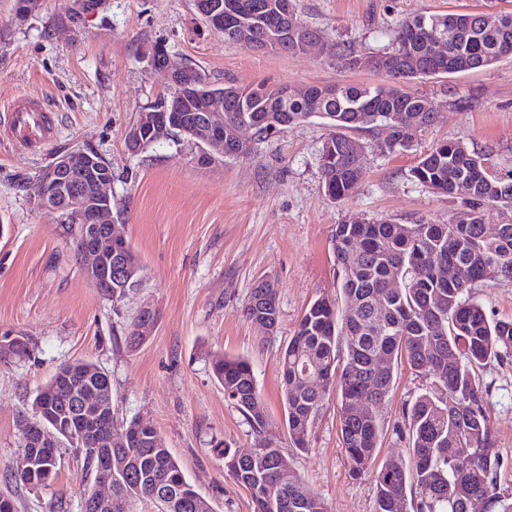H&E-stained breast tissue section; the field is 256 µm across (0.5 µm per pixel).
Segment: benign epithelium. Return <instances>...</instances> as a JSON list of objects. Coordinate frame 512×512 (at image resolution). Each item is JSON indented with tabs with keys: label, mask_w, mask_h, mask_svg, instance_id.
<instances>
[{
	"label": "benign epithelium",
	"mask_w": 512,
	"mask_h": 512,
	"mask_svg": "<svg viewBox=\"0 0 512 512\" xmlns=\"http://www.w3.org/2000/svg\"><path fill=\"white\" fill-rule=\"evenodd\" d=\"M72 12L75 21L98 12L104 0H74ZM198 11L215 30L224 29V0H196ZM152 64L172 76L178 75L173 82L181 96L194 95L206 99H217L218 93H208L197 88L195 74L181 66L174 58L167 61L152 54ZM175 122L167 118H155L132 125L126 132V140L132 150L141 151L148 141L166 138ZM191 138L205 144L210 151L203 152L200 159L207 162L212 153L224 155V113L219 105L208 109L199 122L184 129ZM112 163L99 155L91 154L83 148H76L60 157L38 175V206L47 210L63 209L73 214L83 225V245L80 249L86 260L85 272L92 286L100 289L120 282V288L126 289L135 272L129 264L112 258L120 253L125 238L118 235L112 224ZM71 415L78 424V430L70 431L61 427V421L41 412L27 419L26 434L30 443L36 441L59 440L66 435L74 447L81 451L85 442H93L100 448V458L107 471H112L122 463H116L112 449L126 445L127 435L119 438L112 433V387L107 376L85 380V388L79 398L74 400Z\"/></svg>",
	"instance_id": "7a95c632"
}]
</instances>
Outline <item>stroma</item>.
Masks as SVG:
<instances>
[{
	"mask_svg": "<svg viewBox=\"0 0 512 512\" xmlns=\"http://www.w3.org/2000/svg\"><path fill=\"white\" fill-rule=\"evenodd\" d=\"M298 17L326 40L367 55L385 48L401 19L414 15L512 12V0H293ZM73 0H39L17 19L14 0H0V110L34 98L57 118L40 151L15 147L0 132V336L24 335L29 358L0 361V496L16 512H81L94 474L62 450L48 486L16 484L9 468L22 443L19 418L64 362L89 360L112 385V420L154 426L185 477L213 512H253L248 492L224 469V447L249 448L254 436L210 372L216 355L252 364L266 429L308 493L328 512H372V474L351 476L340 440L338 404L326 397L307 449L293 447L285 422L279 358L301 316L317 297L343 303L331 237L337 224L386 220L449 224L459 206L409 178L429 146L460 141L512 169V56L455 75L419 79L409 92L437 114L408 133L410 147L389 152L387 134L363 130V169L345 201L326 196L319 151L329 133L318 117L253 141L244 158L201 161L202 147L180 133L129 154L125 134L139 112L166 97L168 75L152 69L155 44L199 66L212 85H377L367 69L310 52L259 53L225 42L195 0H105L81 23ZM81 147L112 163V219L138 253L143 270L123 296H102L84 274L67 224L37 205V177L56 157ZM274 283L280 317L274 333L242 309L253 285ZM469 296L494 318H512V281L480 283ZM155 315L152 335L127 345L143 311ZM490 407L492 451L503 466L497 489L512 502V357L478 371ZM430 386L399 364L394 386L376 406L379 460L408 457L406 411Z\"/></svg>",
	"mask_w": 512,
	"mask_h": 512,
	"instance_id": "stroma-1",
	"label": "stroma"
}]
</instances>
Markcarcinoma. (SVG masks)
Masks as SVG:
<instances>
[{
  "mask_svg": "<svg viewBox=\"0 0 512 512\" xmlns=\"http://www.w3.org/2000/svg\"><path fill=\"white\" fill-rule=\"evenodd\" d=\"M288 43L272 40V52L301 53L311 28L292 14ZM442 39L444 53L431 45ZM330 57L350 70L367 67L392 80L375 87L351 84L312 85L299 99L284 102L266 84L224 86L237 99L224 109V156H233L232 132L241 122L257 136L281 130L310 117L326 120L329 133L320 150L326 196L348 199L361 177L364 146L353 131L389 126L387 148L405 150L409 143L395 128L406 123H433L436 113L427 101L402 88L428 69L434 75L463 73L489 67L512 54V13L415 14L401 20L391 46L362 56L343 43L323 42ZM413 181L461 206L453 224H392L356 220L336 225L332 249L346 305L356 314L336 310V302L319 297L306 309L280 357L283 404L290 442L308 447L313 420L326 396L336 392L342 447L354 475L372 472L376 485L373 512H468L474 498H483L488 512H512L497 492L503 465L488 451L492 446L487 403L475 370L489 360L512 356V320L492 319L483 307L466 298L479 283L512 281V223L499 225L494 237L483 234L487 207L512 210V169L502 173L486 155L464 143L442 142L419 156L410 170ZM452 264L458 279L436 276L435 266ZM251 322L275 326L279 320L277 292L255 285L244 307ZM385 368L375 372L377 361ZM406 361L416 373L431 379L429 391L407 410L411 466L400 459L375 464L379 420L375 413L357 415L365 401L379 404L393 384L394 363ZM74 369L93 375L99 367L87 360L65 363L34 396L31 409L48 406L66 415L82 383L59 380V372ZM213 378L224 397L245 417L254 447L224 448V470L247 489L254 512H327L309 496L300 477L281 468V448L264 436L267 417L260 403L251 363L242 357L215 356ZM127 446L112 449L128 460L129 477L112 483V495L122 505L116 512H135L144 500L157 504L156 494L169 490L175 500L170 512H213L199 498L185 502L180 494L195 492L169 449L153 443V433L139 420L127 422ZM58 449L41 448L33 469H12L15 482L31 489L53 479Z\"/></svg>",
  "mask_w": 512,
  "mask_h": 512,
  "instance_id": "1",
  "label": "carcinoma"
}]
</instances>
